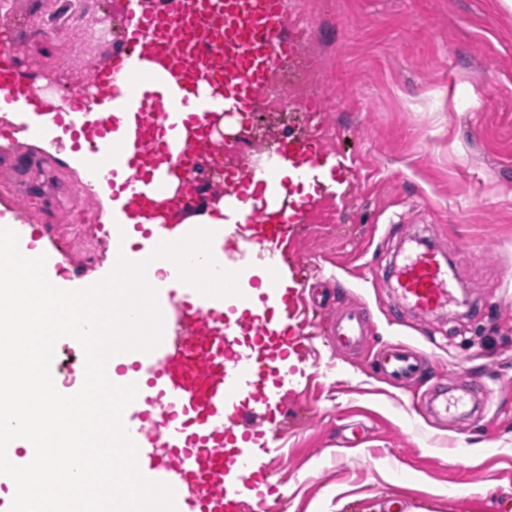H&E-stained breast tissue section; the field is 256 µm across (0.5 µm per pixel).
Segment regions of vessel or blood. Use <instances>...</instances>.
I'll list each match as a JSON object with an SVG mask.
<instances>
[{
  "instance_id": "1",
  "label": "vessel or blood",
  "mask_w": 512,
  "mask_h": 512,
  "mask_svg": "<svg viewBox=\"0 0 512 512\" xmlns=\"http://www.w3.org/2000/svg\"><path fill=\"white\" fill-rule=\"evenodd\" d=\"M287 28V0H164L160 10L132 9L125 51L94 74L95 110L77 101L40 125L41 133L59 129L85 144L97 180L112 192L111 231L140 233L125 251L129 261L191 232L164 217L168 180L191 167L212 114L245 120L256 111L259 89L292 52ZM122 76L132 86L119 84ZM4 108L22 120L43 113L6 34ZM272 151L270 170L224 172L230 220L245 225L246 261L261 263L263 278L231 300L203 296L176 276L156 285L166 320L162 342L152 352L124 355L123 371L138 394L123 423L141 473L173 488L176 512H242L247 499L253 512H272L278 492L268 459L278 440L286 366L299 343L287 323L292 292L282 286L289 269L284 245L306 209L289 198L282 172L316 184L324 158L307 141L278 142ZM396 282L401 300L425 316L451 297L448 268L432 247L409 256ZM367 330L363 311L345 309L324 338L345 351L362 345ZM425 368V355L400 342L376 359L378 373L397 385L414 382Z\"/></svg>"
}]
</instances>
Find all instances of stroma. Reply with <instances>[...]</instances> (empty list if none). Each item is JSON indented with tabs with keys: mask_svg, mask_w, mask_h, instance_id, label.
<instances>
[{
	"mask_svg": "<svg viewBox=\"0 0 512 512\" xmlns=\"http://www.w3.org/2000/svg\"><path fill=\"white\" fill-rule=\"evenodd\" d=\"M10 34L30 76L52 69L71 87L81 48L66 0H10ZM313 14L304 45L323 67L327 109L301 101L231 131L258 146L284 131L342 157L352 177L332 224H303L289 240L298 293L289 324L305 329L289 363L276 481L280 512H512V8L503 0H288ZM468 95L472 111L460 109ZM27 135L0 133V219L50 224L44 249L74 277L112 269L91 162ZM455 264L467 304L423 317L400 306L392 273L414 241ZM362 308L369 338L336 351L322 337L333 310ZM401 340L429 355L430 372L397 388L374 360ZM445 385L465 414L415 410Z\"/></svg>",
	"mask_w": 512,
	"mask_h": 512,
	"instance_id": "obj_1",
	"label": "stroma"
}]
</instances>
